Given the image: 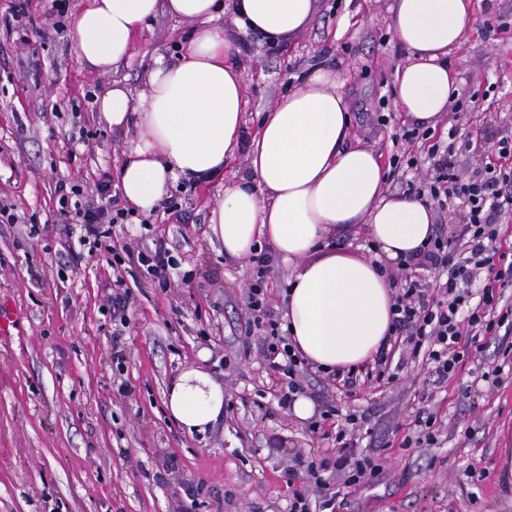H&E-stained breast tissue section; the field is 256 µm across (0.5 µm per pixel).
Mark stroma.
Masks as SVG:
<instances>
[{"instance_id":"35a3bbf8","label":"stroma","mask_w":512,"mask_h":512,"mask_svg":"<svg viewBox=\"0 0 512 512\" xmlns=\"http://www.w3.org/2000/svg\"><path fill=\"white\" fill-rule=\"evenodd\" d=\"M14 3L0 0V197L20 217L0 223V310L15 315L10 334L0 335V512H288L309 485L302 472L286 479L289 454L322 455L334 443L274 397L262 332L244 333L253 264L227 258L212 231V209L248 169L245 150L211 182L175 184V208L111 225L107 249L72 260L60 230L58 180L87 196L112 181V206L123 208L114 183L130 137L111 129L97 99L116 80L140 95L153 59H176L193 22L157 10L131 57L98 74L73 51L87 0H29L34 27L59 6L65 28L25 41L11 20ZM393 4L318 0L306 33L284 46L242 35L247 131L299 76L325 67L342 81L352 144L386 162L406 150L393 141L403 126L393 82L404 59L389 28ZM449 59L459 95L487 92L462 127L471 149L458 162L469 170L480 146L512 132V0H480ZM377 112L393 118L376 124ZM429 146L420 139L407 149L416 165L403 168L404 178L426 170ZM148 239L169 248L177 267L168 288L142 277L131 285L116 351L112 255ZM481 342L477 359L434 390L429 406L441 434L428 448L401 445L404 412L420 407L428 383L421 361L398 359L396 380L380 386L327 388L309 378L305 396L316 411L366 416L358 448L385 466L382 478L350 489L343 512H512V485L497 466L499 449L512 445V331ZM188 366L224 381V417L203 436L184 431L163 404L170 380ZM189 484L199 487L196 498L185 496Z\"/></svg>"}]
</instances>
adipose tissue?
Listing matches in <instances>:
<instances>
[{
	"mask_svg": "<svg viewBox=\"0 0 512 512\" xmlns=\"http://www.w3.org/2000/svg\"><path fill=\"white\" fill-rule=\"evenodd\" d=\"M161 6L200 28L177 61L154 59L140 99L118 82L98 99L109 126L134 131L118 173L125 203L153 214L174 184L219 175L246 146L248 175L225 188L210 217L225 255L247 258L263 241L294 264L284 328L311 366L331 371L371 361L392 320L394 291L380 267L421 247L432 231V208L385 195L379 157L346 147L351 117L334 72L317 71L281 97L244 139L240 49L234 33L213 24L227 13L235 32L290 42L308 28L316 0H89L76 18L78 61L109 72L131 56ZM472 10L473 0H395L390 27L407 52L395 70V104L407 120L433 127L446 116L458 93L448 55L463 40ZM354 224L364 225L373 258L334 246ZM165 405L187 432L206 434L224 416V383L203 368H184Z\"/></svg>",
	"mask_w": 512,
	"mask_h": 512,
	"instance_id": "ef3b65f1",
	"label": "adipose tissue"
}]
</instances>
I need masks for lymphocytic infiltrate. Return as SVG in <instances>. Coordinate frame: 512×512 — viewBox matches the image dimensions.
Listing matches in <instances>:
<instances>
[{
	"instance_id": "obj_1",
	"label": "lymphocytic infiltrate",
	"mask_w": 512,
	"mask_h": 512,
	"mask_svg": "<svg viewBox=\"0 0 512 512\" xmlns=\"http://www.w3.org/2000/svg\"><path fill=\"white\" fill-rule=\"evenodd\" d=\"M463 105H456L447 141L433 143L428 154L431 164L419 181H407L406 192L420 200L445 199L451 202L452 233L434 231L418 253L398 262L397 273L390 280L396 290L393 303L392 347L382 348L373 363L349 369L343 374H329L331 382L347 387L359 380L390 383L396 378L390 361L396 349L410 357L426 356L429 374L435 385L447 382L459 364L479 353V337L496 335L508 320L507 314L492 317L503 289L512 287V257L503 251L499 241L498 216L512 209V136L500 137L492 148L494 159L482 162L472 171L457 164L460 122ZM61 216H76L80 224V244L101 246L103 227L120 224L128 211L115 210L104 204L107 184H100L97 196L82 199L78 186L57 183ZM254 281L246 292L247 328H264L266 347L263 358L278 375L280 402L288 404L303 392V381L309 366L293 350L288 337L277 321L270 317L265 289L270 270L267 251L253 254ZM175 258L162 246L141 242L126 256H114L115 293L112 295V320L116 326L113 338H120V329L127 324L125 268L156 280L167 287V271ZM494 277L480 295H473L470 286L484 271ZM335 420L333 455L312 460L294 453L288 460L286 476L304 470L312 480L310 491L294 495L289 512H339L340 491L358 485L364 475L379 476L383 468L373 457L359 452L357 435L364 429L365 419L354 413L336 415L334 409L322 412L319 420L310 423L312 432L323 430L326 420Z\"/></svg>"
}]
</instances>
